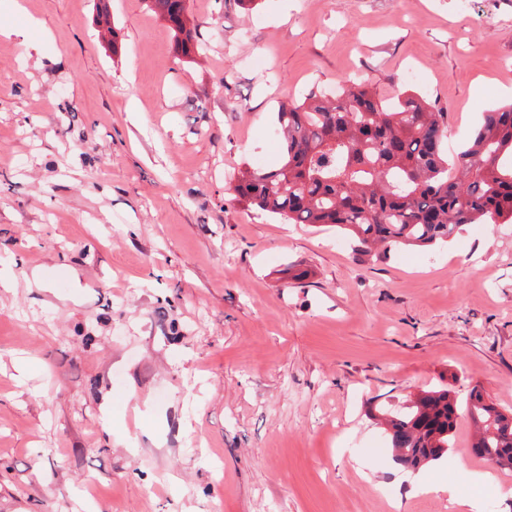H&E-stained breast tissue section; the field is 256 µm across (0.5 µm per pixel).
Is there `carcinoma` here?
<instances>
[{"mask_svg": "<svg viewBox=\"0 0 512 512\" xmlns=\"http://www.w3.org/2000/svg\"><path fill=\"white\" fill-rule=\"evenodd\" d=\"M169 23L183 56L197 50L186 0H147ZM281 160L243 169L234 198L290 224L349 231L364 253L429 247L466 224L512 223V103L485 113L448 162V113L415 94L387 99L369 83L345 82L329 98L312 91L277 112ZM476 427L473 453L512 469V412L473 388L464 403L446 389L425 390L386 413L396 463L416 470L450 448L459 415Z\"/></svg>", "mask_w": 512, "mask_h": 512, "instance_id": "obj_1", "label": "carcinoma"}]
</instances>
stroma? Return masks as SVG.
I'll return each instance as SVG.
<instances>
[{
  "label": "stroma",
  "instance_id": "obj_1",
  "mask_svg": "<svg viewBox=\"0 0 512 512\" xmlns=\"http://www.w3.org/2000/svg\"><path fill=\"white\" fill-rule=\"evenodd\" d=\"M0 0V512H466L419 494L378 417L423 390L512 409V223L360 254L233 199L281 105L345 79L448 111L512 101V0ZM427 472L512 512V471ZM149 8L169 23L176 44L184 57L192 58L197 50L194 28L188 27L186 0H147ZM194 33V34H193Z\"/></svg>",
  "mask_w": 512,
  "mask_h": 512
}]
</instances>
